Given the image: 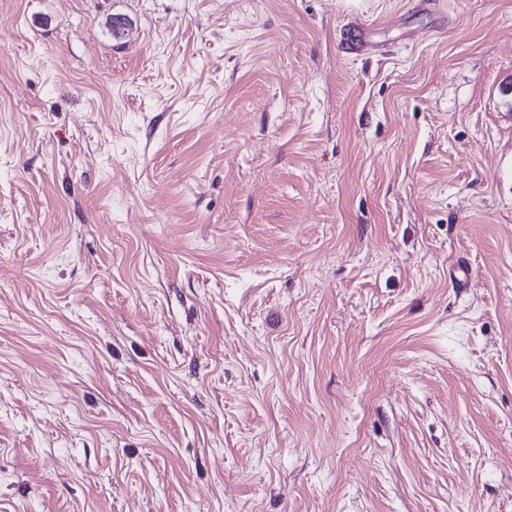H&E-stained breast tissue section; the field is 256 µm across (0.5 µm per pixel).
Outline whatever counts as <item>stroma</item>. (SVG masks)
<instances>
[{
    "mask_svg": "<svg viewBox=\"0 0 512 512\" xmlns=\"http://www.w3.org/2000/svg\"><path fill=\"white\" fill-rule=\"evenodd\" d=\"M0 512H512V0H0Z\"/></svg>",
    "mask_w": 512,
    "mask_h": 512,
    "instance_id": "stroma-1",
    "label": "stroma"
}]
</instances>
